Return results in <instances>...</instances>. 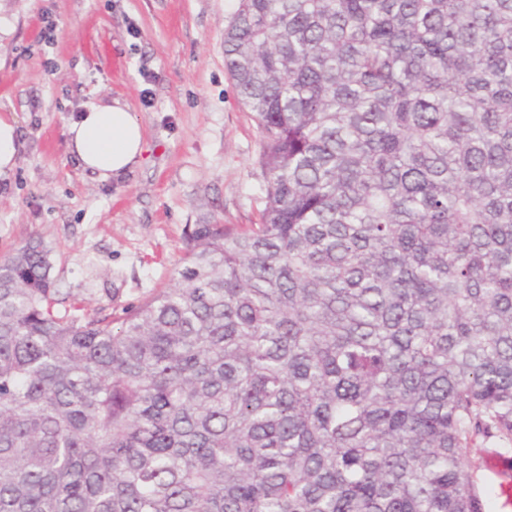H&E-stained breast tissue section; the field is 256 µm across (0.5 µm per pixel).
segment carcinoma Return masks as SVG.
Returning a JSON list of instances; mask_svg holds the SVG:
<instances>
[{
  "label": "carcinoma",
  "mask_w": 512,
  "mask_h": 512,
  "mask_svg": "<svg viewBox=\"0 0 512 512\" xmlns=\"http://www.w3.org/2000/svg\"><path fill=\"white\" fill-rule=\"evenodd\" d=\"M245 231L112 315L0 260V512H486L512 443V0H238ZM509 448L512 444L489 441L480 442L473 449L472 456L478 464L473 474L475 486L487 499L489 512H512V450ZM500 484H504V494Z\"/></svg>",
  "instance_id": "carcinoma-1"
}]
</instances>
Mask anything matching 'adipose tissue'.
Wrapping results in <instances>:
<instances>
[{
    "mask_svg": "<svg viewBox=\"0 0 512 512\" xmlns=\"http://www.w3.org/2000/svg\"><path fill=\"white\" fill-rule=\"evenodd\" d=\"M69 146L78 164L100 181H117L141 164L144 130L120 101L88 105L68 126Z\"/></svg>",
    "mask_w": 512,
    "mask_h": 512,
    "instance_id": "ef3b65f1",
    "label": "adipose tissue"
}]
</instances>
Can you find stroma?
<instances>
[{"instance_id": "stroma-1", "label": "stroma", "mask_w": 512, "mask_h": 512, "mask_svg": "<svg viewBox=\"0 0 512 512\" xmlns=\"http://www.w3.org/2000/svg\"><path fill=\"white\" fill-rule=\"evenodd\" d=\"M237 0H0V115L17 163L0 178V259L49 249L61 293L121 315L174 283L197 224L256 223L262 137L224 69ZM120 100L142 125L143 163L100 182L68 150L91 103ZM489 512H512V448L473 449Z\"/></svg>"}]
</instances>
